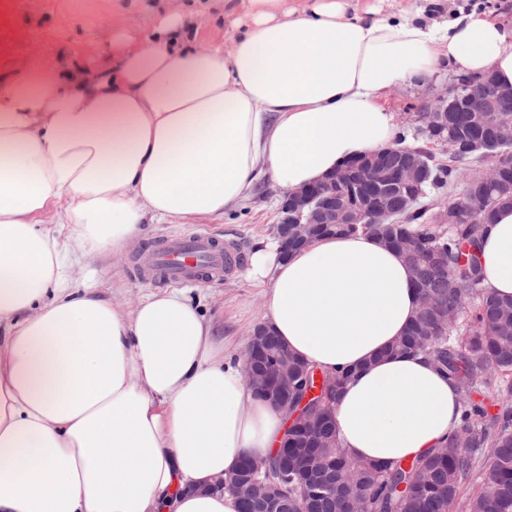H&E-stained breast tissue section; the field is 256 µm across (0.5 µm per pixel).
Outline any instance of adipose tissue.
<instances>
[{
	"mask_svg": "<svg viewBox=\"0 0 512 512\" xmlns=\"http://www.w3.org/2000/svg\"><path fill=\"white\" fill-rule=\"evenodd\" d=\"M230 49L192 42L180 8L112 20V66L61 74L39 57L0 79V512H239L210 491L280 447L283 415L186 290L134 303L68 273L120 255L146 222L222 217L261 179L294 191L395 146L390 92L443 60L512 86V19L384 15L373 0H224ZM478 260L512 296V208ZM263 322L325 372L348 456L395 465L445 447L460 396L422 355H391L418 309L404 257L369 234L252 257Z\"/></svg>",
	"mask_w": 512,
	"mask_h": 512,
	"instance_id": "1",
	"label": "adipose tissue"
}]
</instances>
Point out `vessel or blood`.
Returning <instances> with one entry per match:
<instances>
[{"label":"vessel or blood","instance_id":"obj_1","mask_svg":"<svg viewBox=\"0 0 512 512\" xmlns=\"http://www.w3.org/2000/svg\"><path fill=\"white\" fill-rule=\"evenodd\" d=\"M242 253L205 231L151 242L135 264L140 278L210 280L239 270Z\"/></svg>","mask_w":512,"mask_h":512}]
</instances>
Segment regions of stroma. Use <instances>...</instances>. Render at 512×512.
Masks as SVG:
<instances>
[{"instance_id":"obj_1","label":"stroma","mask_w":512,"mask_h":512,"mask_svg":"<svg viewBox=\"0 0 512 512\" xmlns=\"http://www.w3.org/2000/svg\"><path fill=\"white\" fill-rule=\"evenodd\" d=\"M193 17L201 41L220 44L230 29L224 17V0H183ZM168 0H0V76L12 72L16 61L42 56L57 61L62 69L74 67L102 70L112 62V17L120 11L159 16ZM460 72L454 62H442L425 85L394 89L387 107L399 114L408 143L431 150L436 162L447 163L443 145L432 144L419 134L416 114L432 96L457 81ZM282 193L268 181H261L255 194L221 219H204L198 224H147L120 262L111 256L87 258L102 282L103 297L128 300L150 290L151 285L135 274L133 262L151 240L207 229L224 244L253 256L272 235L280 218ZM203 311L217 333L241 351L249 330L261 322L264 313L262 288L255 285L248 269L206 281L199 295Z\"/></svg>"}]
</instances>
